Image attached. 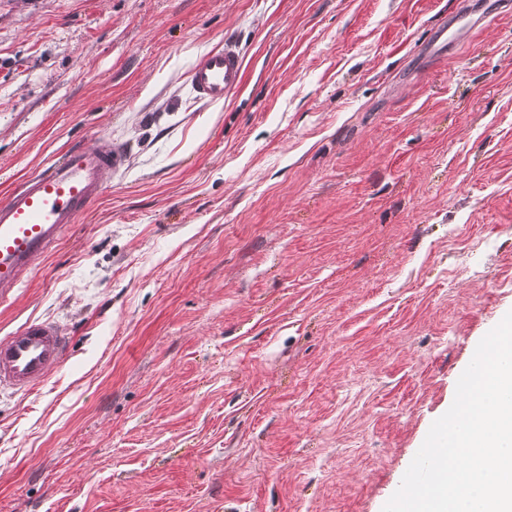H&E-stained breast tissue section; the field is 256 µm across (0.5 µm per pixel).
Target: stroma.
I'll list each match as a JSON object with an SVG mask.
<instances>
[{
    "label": "stroma",
    "mask_w": 512,
    "mask_h": 512,
    "mask_svg": "<svg viewBox=\"0 0 512 512\" xmlns=\"http://www.w3.org/2000/svg\"><path fill=\"white\" fill-rule=\"evenodd\" d=\"M458 7L0 0V201L127 154L0 303L71 338L0 394V512H382L512 311V15L428 55ZM243 56L231 42L224 48L202 55L191 68V86L198 100L209 104L223 103L243 81Z\"/></svg>",
    "instance_id": "stroma-1"
}]
</instances>
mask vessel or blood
Masks as SVG:
<instances>
[{"instance_id": "vessel-or-blood-1", "label": "vessel or blood", "mask_w": 512, "mask_h": 512, "mask_svg": "<svg viewBox=\"0 0 512 512\" xmlns=\"http://www.w3.org/2000/svg\"><path fill=\"white\" fill-rule=\"evenodd\" d=\"M510 11L512 0H467L457 35L469 36L487 20ZM243 76V56L228 42L194 63L191 86L198 100L218 104L241 86ZM125 165L121 150L74 146L26 177L0 202V301L15 293L35 260L50 253ZM68 346V336L55 323L25 322L0 341V388L33 390L61 365Z\"/></svg>"}]
</instances>
